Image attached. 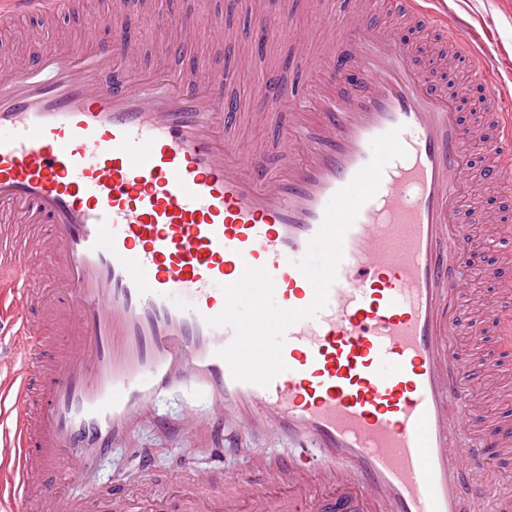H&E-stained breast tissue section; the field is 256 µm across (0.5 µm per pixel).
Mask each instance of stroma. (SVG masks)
<instances>
[{
    "label": "stroma",
    "instance_id": "35a3bbf8",
    "mask_svg": "<svg viewBox=\"0 0 512 512\" xmlns=\"http://www.w3.org/2000/svg\"><path fill=\"white\" fill-rule=\"evenodd\" d=\"M80 2L79 9L67 13L54 25L45 26L28 18L15 21L12 38L31 42L34 50L39 51L85 31L95 16L102 13L103 3L102 0ZM182 9L196 23L194 40L185 41L180 31H171L167 40L174 49L165 52L159 50L149 27L141 26L137 45L139 61L144 67L187 70L201 80L234 71L226 91L238 100L245 113L253 112L255 90L262 79L281 75L294 78L304 72L302 60L297 57L292 41L287 39L268 42L263 55H252L247 64H239V44L253 43L256 32L247 0H182ZM455 9L472 17L477 28L484 31L485 52L496 59L502 80L512 81V0H458ZM217 20L235 32V41H226L214 33L213 23ZM469 210L510 216L511 222L504 233L485 244L484 264L494 267L512 257V198L494 193L483 195L471 200ZM201 403L198 394L176 390L164 396L157 406L156 415L166 418L167 429L156 427L154 415L137 420L128 446L113 448L98 464L96 480L101 493L109 496L122 483L134 482L137 464L143 458L153 470L151 483L143 488L144 493L151 494L175 477L188 483L203 477L208 487L220 488L228 477L238 472L261 483L269 468L286 462L292 453V446L281 436L245 434L237 437L234 446L225 449L222 463H214L211 456L214 439L206 425H198L192 431L182 425L186 406Z\"/></svg>",
    "mask_w": 512,
    "mask_h": 512
}]
</instances>
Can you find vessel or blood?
Instances as JSON below:
<instances>
[{"label":"vessel or blood","instance_id":"obj_1","mask_svg":"<svg viewBox=\"0 0 512 512\" xmlns=\"http://www.w3.org/2000/svg\"><path fill=\"white\" fill-rule=\"evenodd\" d=\"M434 2L393 0L394 19L379 22L375 0H317L323 49L311 54L288 0H266L257 22L306 51L314 82L257 90L265 106L288 103L284 168L237 142L226 77L137 67L130 25L110 46L23 53L0 70V214L31 227L24 238L0 229V498L18 512H112L92 481L98 461L142 409L189 387L204 392L212 432L230 420L274 429L315 459L263 485L130 491L128 512H512V485L490 487L487 454L512 455V431L482 419L502 368L462 342L491 325L512 348L496 300L468 316L477 256L503 218L478 214L475 232L461 217L485 190L512 195V98L488 81L495 64L476 30ZM70 3L0 0V26L55 19ZM154 26L161 42L194 30L180 0ZM407 27L439 31L444 50L419 56ZM455 56L483 92L481 124L465 123L446 81ZM394 129L408 155L347 230L326 307L285 333L286 371L265 387L235 379L219 355L234 333L207 323L223 286L261 268L279 306L308 307L315 289L299 264L325 207ZM476 141L491 151L480 169ZM33 253L49 280L30 269Z\"/></svg>","mask_w":512,"mask_h":512}]
</instances>
